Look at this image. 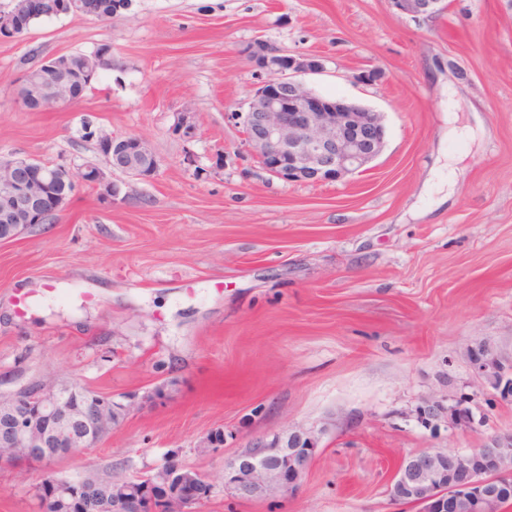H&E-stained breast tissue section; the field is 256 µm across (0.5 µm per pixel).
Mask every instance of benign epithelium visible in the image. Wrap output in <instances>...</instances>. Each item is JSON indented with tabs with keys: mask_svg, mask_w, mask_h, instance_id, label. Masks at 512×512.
Wrapping results in <instances>:
<instances>
[{
	"mask_svg": "<svg viewBox=\"0 0 512 512\" xmlns=\"http://www.w3.org/2000/svg\"><path fill=\"white\" fill-rule=\"evenodd\" d=\"M399 14L431 16L440 0H390ZM27 10L57 16L80 13L83 0H26ZM29 30L23 13H0V40H14ZM106 55L62 54L39 61L25 72L16 93L18 103L41 111L63 109L75 102L73 84L57 78L61 71L98 73ZM250 61L268 78L248 100L246 109L231 113L245 143L270 175L285 182H337L359 173L385 146L382 115L372 109L322 96L303 79L324 69L313 55L286 54L265 41L253 43ZM106 168L87 165L74 172L31 158L0 159V221L10 241L36 224H43L71 198L76 180L112 189L106 171L132 179L152 177L159 163L148 142L139 136L97 138ZM472 372L479 382L471 393L450 395L446 401L427 399L414 409L417 421L429 428L443 425L449 433L476 429L483 420L472 406L478 398L512 402V354L489 347L470 353ZM43 380L0 392V463L24 457L50 466L95 447L131 411L147 401L125 397L120 406L112 397ZM319 436L298 429L287 439L251 438L246 448L224 460V488L240 499L295 492L306 477ZM162 493L144 494L139 482H129L112 497L100 495L96 484L77 483L47 474L50 493L60 512H75L81 498L90 499L91 512H197L205 501L198 490L205 477L168 455L160 467ZM391 499L414 506L417 512H500L512 501V433L491 434L479 448L464 452L428 449L405 457L388 486Z\"/></svg>",
	"mask_w": 512,
	"mask_h": 512,
	"instance_id": "benign-epithelium-1",
	"label": "benign epithelium"
}]
</instances>
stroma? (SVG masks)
Wrapping results in <instances>:
<instances>
[{
  "label": "stroma",
  "mask_w": 512,
  "mask_h": 512,
  "mask_svg": "<svg viewBox=\"0 0 512 512\" xmlns=\"http://www.w3.org/2000/svg\"><path fill=\"white\" fill-rule=\"evenodd\" d=\"M443 5L414 18L388 0H128L0 41V158L99 166L105 133L143 137L160 161L147 180L112 173L110 196L77 183L49 223L0 241L1 392L39 377L163 390L58 476L141 477L175 450L212 485L201 512H413L387 494L406 456L512 433V402L452 435L412 414L471 386V347L512 352V0ZM258 39L320 56L310 88L381 113L365 171L288 183L262 169L230 117L266 79L248 58ZM102 43L112 68L79 101L18 104L34 62ZM299 427L321 437L296 492L225 489V459ZM218 428L223 449L204 448ZM45 475L0 469V512H39Z\"/></svg>",
  "instance_id": "35a3bbf8"
}]
</instances>
